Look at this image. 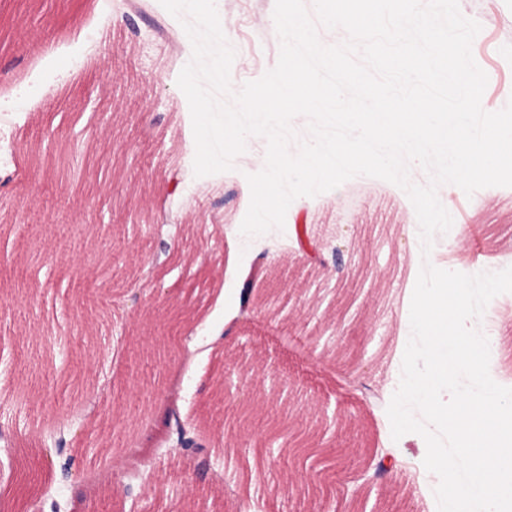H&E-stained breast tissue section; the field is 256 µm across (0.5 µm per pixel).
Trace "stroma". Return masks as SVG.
I'll return each instance as SVG.
<instances>
[{"label": "stroma", "instance_id": "stroma-1", "mask_svg": "<svg viewBox=\"0 0 512 512\" xmlns=\"http://www.w3.org/2000/svg\"><path fill=\"white\" fill-rule=\"evenodd\" d=\"M150 2L0 0V97L12 101L0 109V489L76 411L47 498L28 512L54 501L61 512H438L419 434L393 440L386 412L422 260L409 198L357 176L294 200L283 229L241 235L266 141L249 137L232 170L195 175L177 85L192 44ZM215 4L232 81L259 79L279 58L275 0ZM459 7L481 26V105L500 110L512 101V0ZM442 203L468 237L437 234L432 265L512 266V187ZM257 264L283 305L226 320ZM471 326L494 330L490 374L512 387V293ZM274 393L335 449L334 465L294 455L289 432L232 421L235 403ZM171 398L211 443L205 470L158 440ZM135 470L147 489L137 502L113 491Z\"/></svg>", "mask_w": 512, "mask_h": 512}]
</instances>
